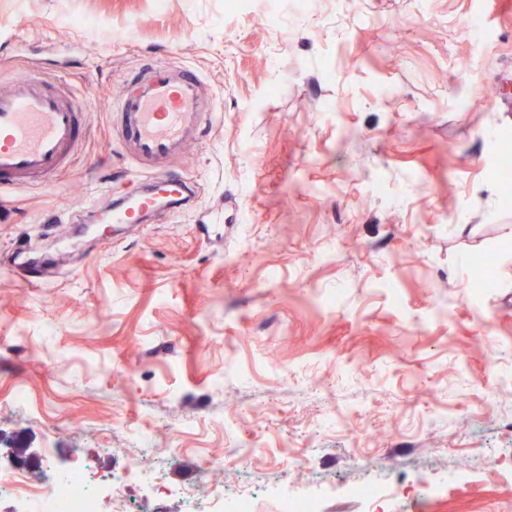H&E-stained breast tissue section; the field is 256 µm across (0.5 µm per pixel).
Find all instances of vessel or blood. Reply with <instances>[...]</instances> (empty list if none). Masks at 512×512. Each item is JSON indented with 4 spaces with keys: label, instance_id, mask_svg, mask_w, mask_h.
I'll use <instances>...</instances> for the list:
<instances>
[{
    "label": "vessel or blood",
    "instance_id": "obj_1",
    "mask_svg": "<svg viewBox=\"0 0 512 512\" xmlns=\"http://www.w3.org/2000/svg\"><path fill=\"white\" fill-rule=\"evenodd\" d=\"M135 86L113 111L122 142L148 167L149 177L115 199L108 221L119 226L183 205L189 183L170 164L214 115L203 109L202 81L187 67L145 68ZM90 117L84 99L49 92L36 73L0 91V192L56 177L78 149Z\"/></svg>",
    "mask_w": 512,
    "mask_h": 512
}]
</instances>
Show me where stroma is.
<instances>
[{
	"mask_svg": "<svg viewBox=\"0 0 512 512\" xmlns=\"http://www.w3.org/2000/svg\"><path fill=\"white\" fill-rule=\"evenodd\" d=\"M166 63L222 118L173 163L193 203L112 237L78 220L145 174L112 107ZM33 70L91 120L0 200V471L117 478L148 434L157 483L256 512H512V0H0V89ZM349 494L362 500L368 512H385L384 504L399 495L400 490L389 486L354 484L347 488Z\"/></svg>",
	"mask_w": 512,
	"mask_h": 512,
	"instance_id": "35a3bbf8",
	"label": "stroma"
}]
</instances>
